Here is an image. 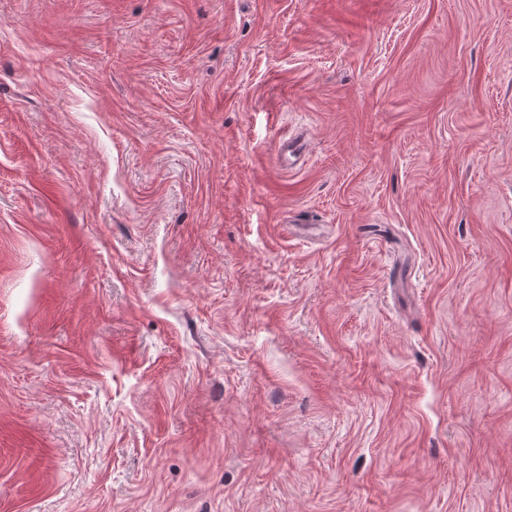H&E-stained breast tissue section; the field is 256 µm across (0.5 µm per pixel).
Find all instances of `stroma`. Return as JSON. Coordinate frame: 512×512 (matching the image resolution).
<instances>
[{"label":"stroma","mask_w":512,"mask_h":512,"mask_svg":"<svg viewBox=\"0 0 512 512\" xmlns=\"http://www.w3.org/2000/svg\"><path fill=\"white\" fill-rule=\"evenodd\" d=\"M0 512H512V0H0Z\"/></svg>","instance_id":"stroma-1"}]
</instances>
